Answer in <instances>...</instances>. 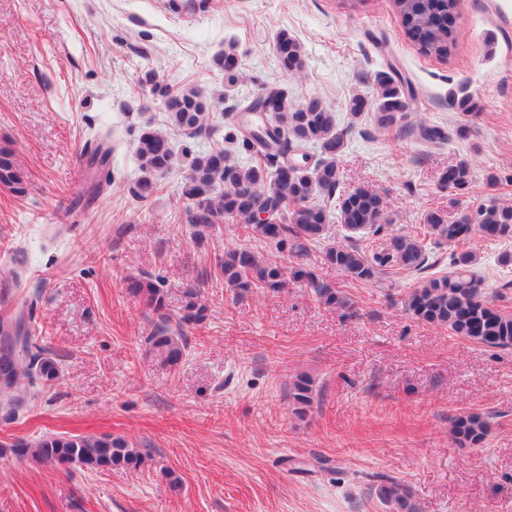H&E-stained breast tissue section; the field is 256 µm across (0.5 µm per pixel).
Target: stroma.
<instances>
[{
    "label": "stroma",
    "instance_id": "1",
    "mask_svg": "<svg viewBox=\"0 0 512 512\" xmlns=\"http://www.w3.org/2000/svg\"><path fill=\"white\" fill-rule=\"evenodd\" d=\"M457 11L440 59L406 38L393 0H0V144L29 185L24 196L0 186V310L37 324L60 365L54 386L23 384V403L0 408V444L112 434L152 456L100 472L0 459V512H394L374 491L380 475L406 483L419 512H512V348L415 320L404 300L422 273L358 282L327 264L347 236L334 218L296 261L354 314L303 282L233 299L214 278L225 250L275 258L276 245L230 218L196 243L181 198L191 160L225 143L224 108L277 85L297 104L322 99L350 126L338 191L388 204L386 228L359 235L361 249L422 232L431 209L512 204V0H458ZM282 31L303 48L302 73L280 65ZM228 50L232 75L215 63ZM390 70L411 111L449 141L375 126L372 78ZM150 72L175 92L202 89L208 129L173 128ZM355 94L370 106L356 118ZM466 96L476 111L457 109ZM146 127L168 136L174 164L142 201L134 142ZM100 142L114 148L105 170L87 164ZM463 159L468 188H443ZM467 247L486 296L512 315V239L476 234ZM138 275L159 281L173 314L204 290L206 317L185 328L178 367L146 351L153 323L126 292ZM300 374L318 394L303 419L288 408ZM472 412L491 430L458 447L448 419Z\"/></svg>",
    "mask_w": 512,
    "mask_h": 512
}]
</instances>
